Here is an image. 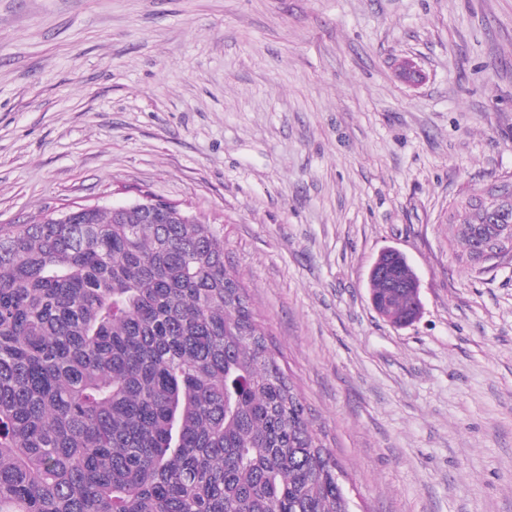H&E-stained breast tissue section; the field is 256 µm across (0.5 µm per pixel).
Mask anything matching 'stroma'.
Returning a JSON list of instances; mask_svg holds the SVG:
<instances>
[{"label":"stroma","instance_id":"stroma-1","mask_svg":"<svg viewBox=\"0 0 512 512\" xmlns=\"http://www.w3.org/2000/svg\"><path fill=\"white\" fill-rule=\"evenodd\" d=\"M510 177L512 0H0V225L148 194L219 227L354 512H512V259L444 217ZM462 194L457 197L449 209V222L458 226V238L462 246L459 259L466 265L475 267L469 260V252L477 245L475 228L479 224H485L482 211L473 205L474 195ZM390 261H393V263L399 261L406 264L396 266L393 271L394 277L403 283L398 284L397 282H391L390 285L392 288H389L388 285L390 279L387 277L372 276L369 278L370 299L373 298L383 304L393 318V323L398 325L407 321L411 317L413 313V306L415 313L409 324H407L410 325L419 318L422 313L423 306L420 299L419 279L412 267L410 266V270L407 266L410 264L408 263L406 256L394 248L383 250L370 267L369 275ZM411 274L412 277L409 279ZM402 288H408L410 296L414 301L413 304L411 297L404 292V289Z\"/></svg>","mask_w":512,"mask_h":512}]
</instances>
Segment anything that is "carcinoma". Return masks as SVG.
<instances>
[{
    "mask_svg": "<svg viewBox=\"0 0 512 512\" xmlns=\"http://www.w3.org/2000/svg\"><path fill=\"white\" fill-rule=\"evenodd\" d=\"M449 222L468 265L473 196ZM369 287L411 317L388 278ZM0 512H349L212 225L0 227Z\"/></svg>",
    "mask_w": 512,
    "mask_h": 512,
    "instance_id": "1",
    "label": "carcinoma"
}]
</instances>
